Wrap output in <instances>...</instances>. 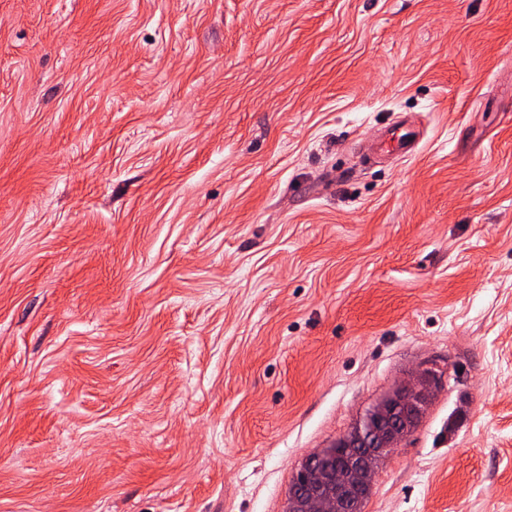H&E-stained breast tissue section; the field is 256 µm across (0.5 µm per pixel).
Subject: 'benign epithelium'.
I'll list each match as a JSON object with an SVG mask.
<instances>
[{
    "label": "benign epithelium",
    "instance_id": "benign-epithelium-1",
    "mask_svg": "<svg viewBox=\"0 0 512 512\" xmlns=\"http://www.w3.org/2000/svg\"><path fill=\"white\" fill-rule=\"evenodd\" d=\"M441 378L427 369L395 386L332 447L308 455L285 512H354L370 494L379 465L419 425Z\"/></svg>",
    "mask_w": 512,
    "mask_h": 512
}]
</instances>
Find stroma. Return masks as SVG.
Returning a JSON list of instances; mask_svg holds the SVG:
<instances>
[{"mask_svg":"<svg viewBox=\"0 0 512 512\" xmlns=\"http://www.w3.org/2000/svg\"><path fill=\"white\" fill-rule=\"evenodd\" d=\"M432 366L362 512H512V0H0V512H284ZM391 141L395 143L396 150L402 154H412L418 143L417 131L412 127H395L390 131Z\"/></svg>","mask_w":512,"mask_h":512,"instance_id":"1","label":"stroma"}]
</instances>
